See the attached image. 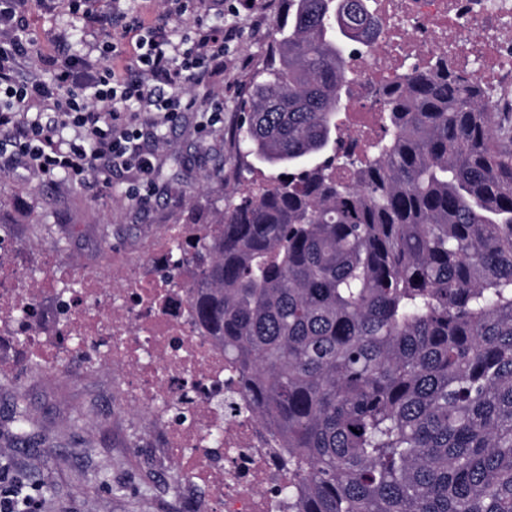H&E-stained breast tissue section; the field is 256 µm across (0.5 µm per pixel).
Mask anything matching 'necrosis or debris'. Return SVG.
Listing matches in <instances>:
<instances>
[{
  "mask_svg": "<svg viewBox=\"0 0 512 512\" xmlns=\"http://www.w3.org/2000/svg\"><path fill=\"white\" fill-rule=\"evenodd\" d=\"M382 32L373 55L351 64L346 112L356 146L380 133L376 90L407 67L450 48L465 72L499 89L490 106L512 112V0H376ZM178 224L143 254L112 253L101 274L64 270L45 251L34 287L17 288L26 268L0 266V337H25L11 370L112 373L115 401L146 416L160 439L156 462L174 467L175 493L199 501V512H291L280 491L288 475L273 430L250 409L223 351L195 324L183 271L172 287L161 270L177 264L171 240ZM233 393L241 414L225 415L221 400Z\"/></svg>",
  "mask_w": 512,
  "mask_h": 512,
  "instance_id": "4bbe7bcc",
  "label": "necrosis or debris"
}]
</instances>
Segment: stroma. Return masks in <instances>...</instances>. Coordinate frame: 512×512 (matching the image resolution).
Segmentation results:
<instances>
[{
    "label": "stroma",
    "mask_w": 512,
    "mask_h": 512,
    "mask_svg": "<svg viewBox=\"0 0 512 512\" xmlns=\"http://www.w3.org/2000/svg\"><path fill=\"white\" fill-rule=\"evenodd\" d=\"M284 7L283 0H257L255 9L239 14L233 0H206L200 15L184 16L187 35L200 19L238 29L224 55L223 81L187 89L200 101L223 100L224 122L202 134L200 113L188 112L162 141L145 140V149L156 155V191L148 203L126 198L133 174L120 168L108 181L84 185L61 176L45 180L22 169L0 173V233L16 243L0 253V263L24 264L36 276L41 253L50 250L62 268L96 272L108 245L137 249L165 225L179 223L188 208L208 215L232 199L237 172L231 134L239 104ZM28 16L44 47L65 33L67 51L86 55L104 37L100 31L83 33L69 0H31ZM18 402L25 407V437H0V471L12 479L27 475L44 481L35 493L40 512H172L175 475L145 464L143 453L153 438L146 420L108 412L106 376L85 381L45 375L20 390L10 373L0 371V425Z\"/></svg>",
    "instance_id": "obj_1"
}]
</instances>
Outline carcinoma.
<instances>
[{"instance_id": "obj_1", "label": "carcinoma", "mask_w": 512, "mask_h": 512, "mask_svg": "<svg viewBox=\"0 0 512 512\" xmlns=\"http://www.w3.org/2000/svg\"><path fill=\"white\" fill-rule=\"evenodd\" d=\"M374 0H285L232 134L251 178L175 239L191 311L285 448L295 512H512V114L443 52L343 131Z\"/></svg>"}]
</instances>
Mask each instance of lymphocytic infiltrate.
<instances>
[{
	"mask_svg": "<svg viewBox=\"0 0 512 512\" xmlns=\"http://www.w3.org/2000/svg\"><path fill=\"white\" fill-rule=\"evenodd\" d=\"M199 2L171 0V14L151 27L117 8H87L86 29L111 28V40L98 59L59 60L35 50L26 0H0V169L19 162L44 178L61 174L83 184L130 168L139 182L125 194L146 202L155 189V162L141 146L144 126L159 134L199 108L184 87L223 75L224 50L236 35L231 27L201 25L191 46L182 48L170 18L193 12ZM32 58L52 67L51 81L20 78L21 65Z\"/></svg>",
	"mask_w": 512,
	"mask_h": 512,
	"instance_id": "obj_1",
	"label": "lymphocytic infiltrate"
}]
</instances>
